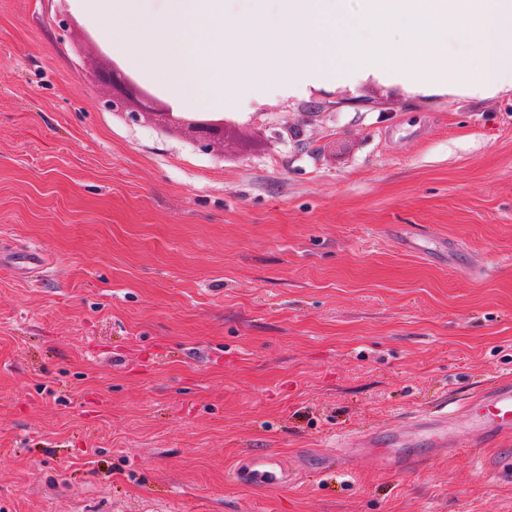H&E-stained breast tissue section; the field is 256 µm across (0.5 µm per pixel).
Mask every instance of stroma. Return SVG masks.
Segmentation results:
<instances>
[{"instance_id": "1", "label": "stroma", "mask_w": 512, "mask_h": 512, "mask_svg": "<svg viewBox=\"0 0 512 512\" xmlns=\"http://www.w3.org/2000/svg\"><path fill=\"white\" fill-rule=\"evenodd\" d=\"M129 57L75 0H0V249L49 253L0 272V512H512V440L328 444L512 380V94L177 110ZM256 450L297 480L231 481Z\"/></svg>"}]
</instances>
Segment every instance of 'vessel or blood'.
Listing matches in <instances>:
<instances>
[{"label": "vessel or blood", "mask_w": 512, "mask_h": 512, "mask_svg": "<svg viewBox=\"0 0 512 512\" xmlns=\"http://www.w3.org/2000/svg\"><path fill=\"white\" fill-rule=\"evenodd\" d=\"M511 436L512 382L500 381L463 407H443L433 417L417 415L399 430L340 434L336 437V444L389 468H409L492 437ZM420 438L427 446L422 457L411 452ZM231 479L260 489L274 490L293 482L295 475L276 454L254 451L234 466Z\"/></svg>", "instance_id": "vessel-or-blood-1"}]
</instances>
